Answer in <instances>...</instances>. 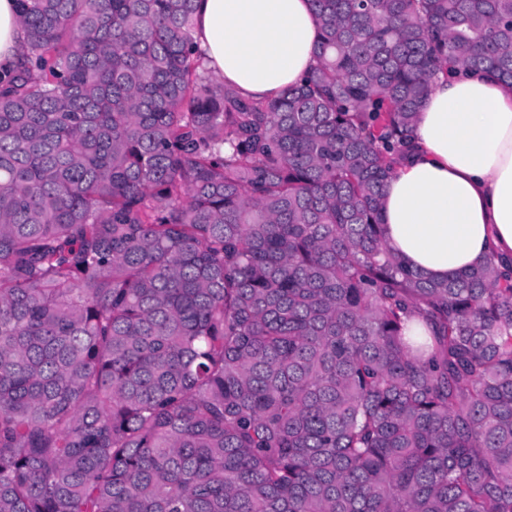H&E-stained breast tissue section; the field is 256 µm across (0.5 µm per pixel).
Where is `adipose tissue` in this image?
I'll list each match as a JSON object with an SVG mask.
<instances>
[{"label": "adipose tissue", "instance_id": "ef3b65f1", "mask_svg": "<svg viewBox=\"0 0 512 512\" xmlns=\"http://www.w3.org/2000/svg\"><path fill=\"white\" fill-rule=\"evenodd\" d=\"M194 41L213 76L264 101L315 64L310 0H196ZM15 0H0V68L23 59ZM414 151L382 196L389 249L433 280L512 262V88L462 68L437 74L410 130Z\"/></svg>", "mask_w": 512, "mask_h": 512}]
</instances>
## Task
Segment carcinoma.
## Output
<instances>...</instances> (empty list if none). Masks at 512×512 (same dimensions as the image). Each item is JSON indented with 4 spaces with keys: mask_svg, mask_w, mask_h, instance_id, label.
I'll list each match as a JSON object with an SVG mask.
<instances>
[{
    "mask_svg": "<svg viewBox=\"0 0 512 512\" xmlns=\"http://www.w3.org/2000/svg\"><path fill=\"white\" fill-rule=\"evenodd\" d=\"M311 4L256 102L195 0H17L0 512H512V272L426 279L381 216L438 72L512 86V0Z\"/></svg>",
    "mask_w": 512,
    "mask_h": 512,
    "instance_id": "obj_1",
    "label": "carcinoma"
}]
</instances>
